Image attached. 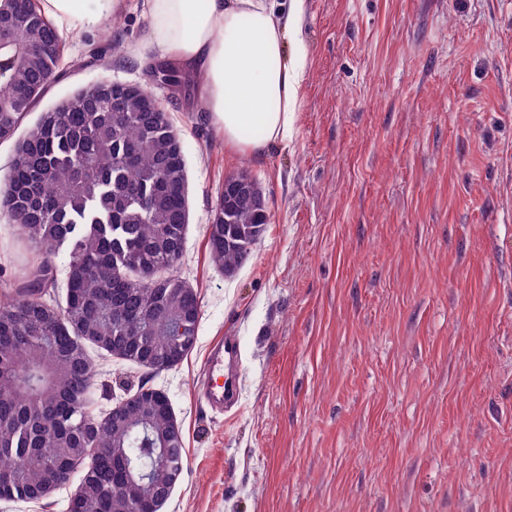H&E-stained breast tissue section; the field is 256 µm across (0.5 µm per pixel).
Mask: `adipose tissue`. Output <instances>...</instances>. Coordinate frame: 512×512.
Listing matches in <instances>:
<instances>
[{
  "instance_id": "1",
  "label": "adipose tissue",
  "mask_w": 512,
  "mask_h": 512,
  "mask_svg": "<svg viewBox=\"0 0 512 512\" xmlns=\"http://www.w3.org/2000/svg\"><path fill=\"white\" fill-rule=\"evenodd\" d=\"M306 0H143L149 45L195 80L199 104L241 157L291 138L310 76L300 35ZM79 35L125 13L127 0H37Z\"/></svg>"
}]
</instances>
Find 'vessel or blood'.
Listing matches in <instances>:
<instances>
[{"label": "vessel or blood", "instance_id": "1", "mask_svg": "<svg viewBox=\"0 0 512 512\" xmlns=\"http://www.w3.org/2000/svg\"><path fill=\"white\" fill-rule=\"evenodd\" d=\"M241 344L238 336L228 335L214 342L208 349L197 396L211 411H231L241 396Z\"/></svg>", "mask_w": 512, "mask_h": 512}]
</instances>
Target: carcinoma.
Instances as JSON below:
<instances>
[{
	"label": "carcinoma",
	"instance_id": "obj_1",
	"mask_svg": "<svg viewBox=\"0 0 512 512\" xmlns=\"http://www.w3.org/2000/svg\"><path fill=\"white\" fill-rule=\"evenodd\" d=\"M59 33L34 0L0 3V141L10 140L60 66ZM152 82L190 80L167 62ZM209 224L213 262L233 274L269 215L247 171L228 177ZM0 214L30 248L23 283L0 293V500H39L77 469L75 512H154L184 469L169 401L139 387L117 413L92 408L91 344L152 371L194 348L198 293L175 273L189 210L182 138L137 85L85 87L41 114L0 187ZM65 259V305L41 302Z\"/></svg>",
	"mask_w": 512,
	"mask_h": 512
}]
</instances>
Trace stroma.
I'll return each mask as SVG.
<instances>
[{"label": "stroma", "mask_w": 512, "mask_h": 512, "mask_svg": "<svg viewBox=\"0 0 512 512\" xmlns=\"http://www.w3.org/2000/svg\"><path fill=\"white\" fill-rule=\"evenodd\" d=\"M311 75L288 143L243 158L196 97L155 87L182 140L189 224L176 268L197 342L148 372L97 348L96 413L164 392L184 471L161 512H512V0H306ZM140 0L74 37L26 117L101 80L147 83ZM247 170L270 220L233 275L212 207ZM27 249L0 216V286ZM242 348L237 407L195 386ZM241 344L238 336H224L208 349L197 396L211 411L219 414L231 411L241 396Z\"/></svg>", "instance_id": "stroma-1"}]
</instances>
